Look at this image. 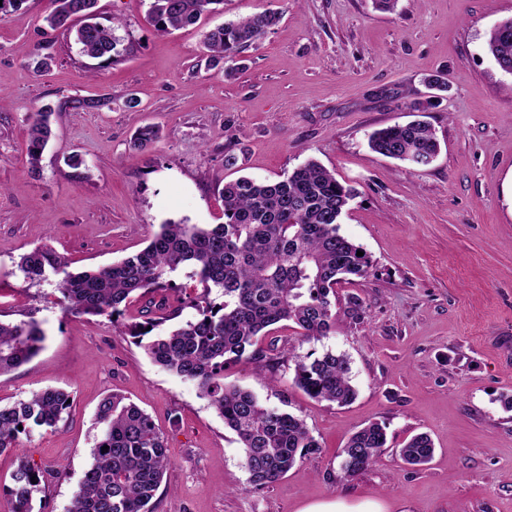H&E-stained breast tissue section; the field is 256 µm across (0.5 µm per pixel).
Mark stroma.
Instances as JSON below:
<instances>
[{"label": "stroma", "instance_id": "35a3bbf8", "mask_svg": "<svg viewBox=\"0 0 512 512\" xmlns=\"http://www.w3.org/2000/svg\"><path fill=\"white\" fill-rule=\"evenodd\" d=\"M150 0H98L133 48L91 71L74 38L42 36L52 0H23L0 17V320L37 321L46 335L29 363L0 376V401L48 387L72 392L56 429L20 435L0 454V512L18 457L50 480L48 512H67L89 468L100 401L118 392L168 440L156 512H301L374 500L384 512H512V75L485 49L512 18V0H224L199 25L157 34ZM277 26L243 50L231 75L209 67L205 32L263 11ZM54 62L44 74L35 49ZM444 73L438 107L416 114L424 80ZM137 107H125L126 98ZM51 107L53 135L39 172L28 163L29 118ZM416 119L439 142L415 168L368 146L375 129ZM160 138L132 150L137 130ZM238 158L224 165L225 151ZM79 156L80 168L67 160ZM316 159L352 187L340 232L371 259L366 278L336 288V330L297 342L298 355L346 354L358 394L339 407L309 398L253 360L224 382L301 416L320 444L276 484L256 488L236 435L197 386L155 365L109 317L65 310L54 280L25 283L20 256L47 244L71 270L137 253L169 222L220 224L225 182L276 181ZM379 421L388 443L355 479L337 455ZM434 442L423 467L399 450ZM402 460L411 466H423L433 456L434 444L431 438L425 433L411 436L400 448Z\"/></svg>", "mask_w": 512, "mask_h": 512}]
</instances>
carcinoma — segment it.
Segmentation results:
<instances>
[{
  "label": "carcinoma",
  "mask_w": 512,
  "mask_h": 512,
  "mask_svg": "<svg viewBox=\"0 0 512 512\" xmlns=\"http://www.w3.org/2000/svg\"><path fill=\"white\" fill-rule=\"evenodd\" d=\"M48 27L75 35L81 53L102 66L124 60L117 50L121 23L98 21L97 0H53ZM224 0H151L149 19L159 33L196 24ZM278 13L256 12L228 21L204 36L210 59L229 62L279 23ZM488 53L512 68V19L491 29ZM51 108L30 117L28 159L39 166L51 135ZM160 138L154 125L142 127L134 148L141 150ZM376 153L407 161V155L436 156L439 143L432 128L419 121L394 124L368 138ZM354 190L334 172L309 160L278 181L240 177L224 183V223H169L139 252L109 265L80 272L51 246L22 255L17 263L23 281L38 282L51 271L65 309L79 315H107L119 322L126 305L141 303V321L126 324L121 333L143 348L153 363L194 382L233 431L242 448L243 466L254 487H270L319 443L303 418L268 406L249 390L224 385V366L241 359L264 361L271 370L280 360L294 361L292 385L318 401L339 406L352 402L349 361L326 350L305 356L293 346L259 340L283 322L294 324L300 341L318 340L336 327V285L369 273L368 255L340 233L341 216ZM190 269L188 305L196 318L166 332L156 329L179 316L164 292L166 275ZM46 336L34 321H0V376L30 362L44 347ZM71 395L46 388L11 404H0V454L17 448L20 434L54 428L69 415ZM95 425L100 436L92 459L73 492L69 512H155L156 493L169 459L167 438L151 416L123 396L112 393L99 404ZM109 446L107 451L101 447ZM387 447L386 426L372 422L354 432L341 452L340 469L355 478ZM434 444L425 433L411 436L400 448L411 466L427 464ZM8 512H45L44 475L21 457L6 487Z\"/></svg>",
  "instance_id": "cac0c4a2"
}]
</instances>
